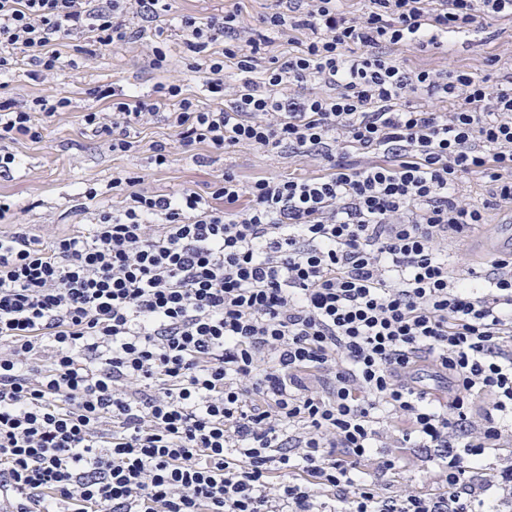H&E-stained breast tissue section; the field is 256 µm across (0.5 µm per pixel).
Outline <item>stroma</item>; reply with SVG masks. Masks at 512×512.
<instances>
[{
	"mask_svg": "<svg viewBox=\"0 0 512 512\" xmlns=\"http://www.w3.org/2000/svg\"><path fill=\"white\" fill-rule=\"evenodd\" d=\"M238 7L247 19L254 20L275 7L274 0H173L172 10L165 23L168 35L169 66L161 75L151 73L143 56L136 49L98 51L88 59L77 54L73 47H64V56L72 58L66 67L46 82L32 81L27 66L20 65L7 76L8 93L23 103L33 97L54 93L69 97L70 106L55 117L47 119L44 137L40 142L27 139L12 143L11 149L22 159V164L10 176L0 177V194L8 196L17 205L15 214L0 221V227L13 224L29 225L33 232L67 231L77 224L90 223L97 208L119 205L121 197L110 188L112 176L127 172L142 176L145 185L158 194H171L183 188L199 191L214 180L224 168H231L242 182L257 177L306 176L316 172L312 161L291 159L254 147H241L222 155L212 154L201 164L189 156L174 153L169 165L158 169L151 163V145L158 140L172 139V131L165 125L146 128L138 137L132 152L113 154L106 144L84 128L83 116L106 108V101L90 95L93 87L126 91L138 89L141 94H152L157 82L177 81L188 94L196 96L203 105L212 100L201 79L185 66L186 47L179 32L178 20L190 14L204 18L223 9ZM399 60L408 68H424L452 73L469 70L497 81L512 74V21L455 38L441 48L426 49L402 47ZM88 183H95L102 193L96 201L82 203L78 193ZM512 217L499 210L486 212L483 226L467 238L449 236L448 262L455 275L483 272L492 258L490 243L496 227Z\"/></svg>",
	"mask_w": 512,
	"mask_h": 512,
	"instance_id": "stroma-1",
	"label": "stroma"
}]
</instances>
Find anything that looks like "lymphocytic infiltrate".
I'll use <instances>...</instances> for the list:
<instances>
[{"instance_id":"1","label":"lymphocytic infiltrate","mask_w":512,"mask_h":512,"mask_svg":"<svg viewBox=\"0 0 512 512\" xmlns=\"http://www.w3.org/2000/svg\"><path fill=\"white\" fill-rule=\"evenodd\" d=\"M276 0L181 18L216 107L181 84L95 89L83 121L112 153L164 123L174 149L252 146L304 178L160 195L117 175L120 208L48 236L0 230V512H512V255L454 276L441 244L512 214V76L404 68L512 19V0ZM171 0H0V76L46 80L60 52L147 47L166 70ZM291 42L273 55L276 39ZM235 69L238 82L227 80ZM410 94L424 96L419 108ZM65 96H0L11 142ZM489 186L461 202L463 179ZM425 463L429 489L382 493Z\"/></svg>"}]
</instances>
